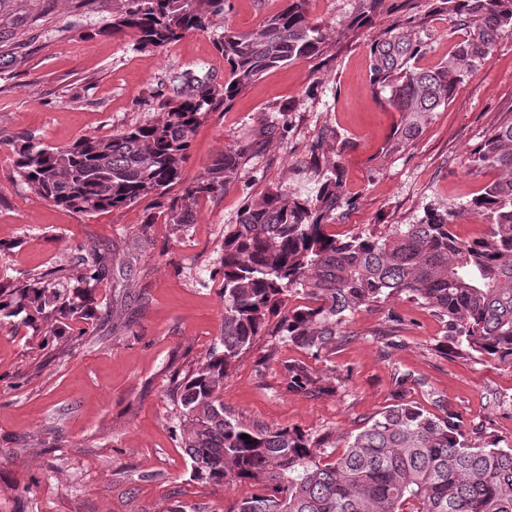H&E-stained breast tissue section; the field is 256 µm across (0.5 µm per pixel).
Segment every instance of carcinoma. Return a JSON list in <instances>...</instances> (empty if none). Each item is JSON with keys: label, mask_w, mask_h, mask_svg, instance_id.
Masks as SVG:
<instances>
[{"label": "carcinoma", "mask_w": 512, "mask_h": 512, "mask_svg": "<svg viewBox=\"0 0 512 512\" xmlns=\"http://www.w3.org/2000/svg\"><path fill=\"white\" fill-rule=\"evenodd\" d=\"M101 33L129 35L141 50L208 29L224 0H124ZM287 5L249 32L224 31L216 48L227 78L184 76L162 117L112 136H82L53 148L23 134L16 173L39 197L83 215L120 210L150 198L173 224H191L200 197L218 193L245 162L250 147L219 154L193 183L183 184L196 126L219 104L232 101L267 70L319 54L322 27L312 25L305 0ZM354 22L366 24L388 0H356ZM435 9L463 31L448 58L431 68L416 60L424 45L393 26L370 48L373 87L407 120L384 157L412 145L432 113L448 106L465 76L483 65L499 32L512 27V0H434ZM334 141L323 155L326 178L305 198L268 192L248 203L224 233L221 273L224 327L203 362L175 382L179 439L193 480L230 487L248 482L256 492L224 512H512V447L486 441L457 415L433 413L406 398L411 376L398 374L393 402L344 440L298 429L260 428L224 408V379L270 324L283 339L317 359L349 339L347 315L403 297L430 309L447 337L484 360L512 365V119L470 155L475 168L498 177L470 201L485 233L463 240L454 231L456 209L431 208L416 224L385 236L356 233L338 239L326 231L345 200ZM181 187V194L170 197ZM79 273L59 267L23 283L0 280V319L22 316L34 333L45 326L61 338L84 336L118 319L99 309L95 289L110 279L107 251L77 258ZM84 284L67 288L70 280ZM309 299L292 306L294 293ZM378 330L385 347L398 345L402 320ZM287 388L313 396L323 376L306 362L283 364ZM249 435V439L241 435Z\"/></svg>", "instance_id": "carcinoma-1"}]
</instances>
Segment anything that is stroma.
Wrapping results in <instances>:
<instances>
[{
    "mask_svg": "<svg viewBox=\"0 0 512 512\" xmlns=\"http://www.w3.org/2000/svg\"><path fill=\"white\" fill-rule=\"evenodd\" d=\"M77 3L0 0V277L71 266L103 249L134 264L116 267L96 287L102 307L120 313L115 331L56 346L0 323V512H166L174 500L222 512L251 488L192 480L173 433L170 386L221 334L225 225L266 192L316 187L323 171L315 153L326 150L332 130L348 143L341 165L349 203L329 233L383 236L417 223L427 208L452 204L460 209L457 235L482 236L485 222L467 204L498 173L473 170L469 159L512 118V28L412 146L380 164L377 156L406 115L375 92L370 45L399 14L353 27L354 0H309V21L326 33L321 52L266 71L230 105L201 118L185 182L225 149L246 144L249 156L223 192L199 200L193 224L179 227L146 201L87 217L53 205L17 175L14 138L28 133L64 148L158 119L174 76L223 82L216 40L228 29L258 27L284 0H226L207 31L150 51L136 49L129 36L101 35L124 0H94L88 10ZM411 34L428 46L423 67L446 58L461 37L429 5ZM394 314L402 319L399 344L386 349L376 332ZM344 330L348 340L319 360L281 337L259 336L224 381L225 407L251 425L345 436L389 403L395 373H409L418 379L411 400L431 411L444 405L512 446V366L457 351L429 309L401 297L348 316ZM291 360L309 362L327 391L288 392L283 365Z\"/></svg>",
    "mask_w": 512,
    "mask_h": 512,
    "instance_id": "35a3bbf8",
    "label": "stroma"
}]
</instances>
